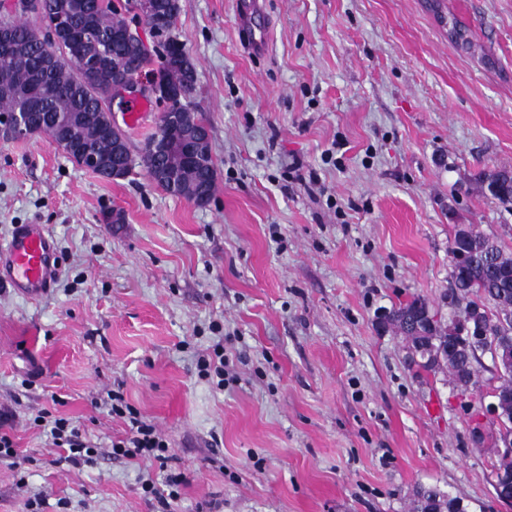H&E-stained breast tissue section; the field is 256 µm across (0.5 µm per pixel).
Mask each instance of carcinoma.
<instances>
[{
	"label": "carcinoma",
	"mask_w": 512,
	"mask_h": 512,
	"mask_svg": "<svg viewBox=\"0 0 512 512\" xmlns=\"http://www.w3.org/2000/svg\"><path fill=\"white\" fill-rule=\"evenodd\" d=\"M154 14L177 19L179 0H152ZM38 20L44 28L51 27L61 11L70 12L76 26L91 21V33L86 45L84 64L72 60L65 41L43 44L31 36L33 25L23 15H10L0 24L12 29L9 44L0 45V53L11 54L12 62L0 67V117L16 112L36 113L39 132L55 140L66 136L90 153L112 166L114 140L112 129L101 125L98 117L109 111L112 97V69L126 67L140 60L141 50L133 45L124 48V59L111 56L110 47L117 32L129 27L122 11L134 9L126 0L123 9L102 7L97 0H37ZM161 58L158 70L166 80L181 91L179 100L165 104L172 112L183 113L186 125H195L203 118L195 115L185 103L194 90L195 66L172 28H160L155 33ZM202 163L187 164L180 152L154 157L140 155L146 171L159 166L176 176L175 187L161 185L164 190L193 200L202 188L214 194L216 168L210 143L199 146ZM482 182L490 194L501 203H512V170L499 169L482 173ZM467 253L465 263L452 266L448 305L450 317H438L433 306L424 298L415 297L389 312L385 324L403 333L411 344L410 363L436 373L448 370L455 384L479 383L481 356L499 353L512 359V252L495 237L487 236L471 224L455 225L450 250ZM481 311L484 317L485 338L477 344L460 345L454 341L459 324L470 311ZM508 416L506 424L488 433L493 447L512 437V379L494 387ZM415 512H467V506L457 497L445 494L437 486H421L417 490Z\"/></svg>",
	"instance_id": "carcinoma-1"
}]
</instances>
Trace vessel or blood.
Returning <instances> with one entry per match:
<instances>
[{
  "label": "vessel or blood",
  "mask_w": 512,
  "mask_h": 512,
  "mask_svg": "<svg viewBox=\"0 0 512 512\" xmlns=\"http://www.w3.org/2000/svg\"><path fill=\"white\" fill-rule=\"evenodd\" d=\"M236 11L243 27L251 34L248 47L260 53L266 48V27L260 19V0H236ZM54 240L38 224L17 225L5 248H0V280L21 295L34 298L47 292L57 272Z\"/></svg>",
  "instance_id": "1"
}]
</instances>
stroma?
I'll list each match as a JSON object with an SVG mask.
<instances>
[{"mask_svg":"<svg viewBox=\"0 0 512 512\" xmlns=\"http://www.w3.org/2000/svg\"><path fill=\"white\" fill-rule=\"evenodd\" d=\"M252 54L233 0H180L192 109L217 188L198 207L142 166L110 181L47 136L0 139V245L55 240L52 288L0 282V512H164L145 478L181 472L176 512H411L419 486L468 512H512L476 445L496 383L417 373L375 321L419 296L450 309L448 244L474 224L512 251V203L478 182L512 170V0H263ZM469 30L453 41L452 21ZM120 209L121 224L103 219ZM224 335L236 376L201 379ZM169 443L166 468L113 458L109 394ZM72 419L97 453L65 461L33 420Z\"/></svg>","mask_w":512,"mask_h":512,"instance_id":"stroma-1","label":"stroma"}]
</instances>
